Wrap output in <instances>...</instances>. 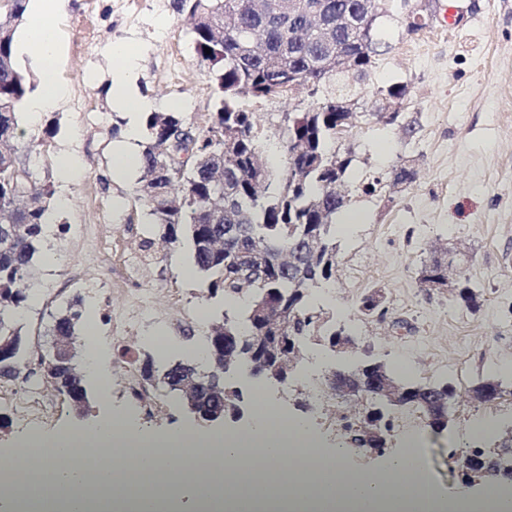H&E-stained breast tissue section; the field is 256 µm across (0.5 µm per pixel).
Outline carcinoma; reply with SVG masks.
I'll use <instances>...</instances> for the list:
<instances>
[{"instance_id":"cac0c4a2","label":"carcinoma","mask_w":512,"mask_h":512,"mask_svg":"<svg viewBox=\"0 0 512 512\" xmlns=\"http://www.w3.org/2000/svg\"><path fill=\"white\" fill-rule=\"evenodd\" d=\"M373 0H306L319 11L334 44L351 52L364 80L376 67L381 40L372 31L367 51L357 45L359 30L336 28V14L357 17L372 7ZM176 12L191 22V33L200 61L217 69L215 110L199 126L179 112H152L147 129L153 144L141 155L137 199L148 209L163 238L189 244L194 266L203 278L208 297L247 299L243 320L224 316L212 329L219 336L229 330L252 345L271 329L251 321L255 304L264 296L282 303L291 315L287 335L291 347L330 341L343 332L311 301L313 289L336 277V214L344 197L336 185L344 181L351 159L336 163L329 142L336 131L349 128L352 114L336 108V74L323 67L327 48L305 31V21L288 12V0H173ZM26 0H6L0 5V342H8L15 356L28 359L30 347L14 322L25 308L28 296L17 285L31 278L40 254L48 199L47 185L25 181L28 170L16 155L14 141L24 135L19 129L18 109L37 83L14 62V36L24 20ZM210 48L211 53L204 52ZM298 76L309 89L312 105L290 121L286 142H295L296 155H287L285 167L275 172L261 159L253 113L239 101L284 98L289 95L288 78ZM187 126L195 128L191 154L181 168L170 167L158 175L163 157L171 150L172 136ZM224 182V198H215L216 183ZM273 192H268L269 188ZM420 280L448 276V267L431 257L421 266ZM476 285L459 278L457 301L466 310L480 307ZM75 298L53 317L51 335L69 352L79 328L85 323ZM144 385H159L181 392L180 383L198 373L194 362L182 359L163 367L152 357L135 359ZM62 384L70 387L66 400L79 412L89 408L88 395L79 393L82 382L76 360L54 368ZM406 406L427 412L433 393L425 385L406 382ZM243 391L223 378L211 379L199 406L205 413L220 412L230 397ZM337 422L346 444L371 448L359 415L343 411ZM478 457L472 472L481 478L511 481L512 472H500L493 451L470 449L464 462Z\"/></svg>"}]
</instances>
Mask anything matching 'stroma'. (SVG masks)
Segmentation results:
<instances>
[{
	"label": "stroma",
	"mask_w": 512,
	"mask_h": 512,
	"mask_svg": "<svg viewBox=\"0 0 512 512\" xmlns=\"http://www.w3.org/2000/svg\"><path fill=\"white\" fill-rule=\"evenodd\" d=\"M139 0H70L61 20L64 35L59 78L65 96L57 107L28 119L19 113V154L35 157L33 178L50 185L41 248L51 251L52 265L38 264L28 283L38 305L27 306L17 325L23 335L47 345L51 315L62 302L81 295L86 313L112 316L127 310L142 289L152 291L160 318L157 334L171 337L174 357L204 344L214 324L233 304L207 299L194 269L188 244L171 246L137 201L139 172L116 179L112 146L120 141L126 117L112 102L110 45L125 43L141 55L136 71L138 94L160 102L162 111L179 112L203 124L214 105L215 73L201 65L191 26L170 0H154L143 10ZM442 7L467 8L460 26L433 24L407 33L398 14L383 18L382 53L364 80H352L358 98L356 117L332 149L350 154L344 178L343 215L356 216L352 228L337 230L339 265L329 289L334 321L352 336L346 360L379 359L398 378L416 383L448 381L461 400L455 418L442 434H427L425 454L434 485L448 498L479 494L477 481L466 480L457 462L470 448L492 449L512 435V0H440ZM398 83L406 88L397 121L385 124L373 115L378 89ZM307 89L290 98L243 100L257 124L261 156L273 170L283 168V119L306 111ZM414 135H406L407 123ZM69 155L75 172L69 181L57 176V159ZM417 162L418 177L393 187V170L402 160ZM380 178L385 188L368 195L362 183ZM152 241V257L140 276L126 279L124 257L141 253ZM438 248L468 255L470 278L483 288L482 305L470 312L454 292H431L419 281L423 260ZM111 287L107 298L87 294V285ZM382 291L383 318L363 316L357 302L370 290ZM181 305H172L170 295ZM203 306L205 322L189 314ZM499 382L504 394L485 405L468 396L477 378ZM273 406L305 414L320 447L342 445L335 414L355 410L356 402L318 401L307 385L270 392ZM169 418L153 421L127 406L118 383L107 401L92 399L88 419L78 418L69 402H60L46 436L63 434L121 412L144 432L159 436L187 427L183 403L169 394ZM491 421V431L475 437L473 420Z\"/></svg>",
	"instance_id": "35a3bbf8"
}]
</instances>
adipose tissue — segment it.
I'll list each match as a JSON object with an SVG mask.
<instances>
[{
	"mask_svg": "<svg viewBox=\"0 0 512 512\" xmlns=\"http://www.w3.org/2000/svg\"><path fill=\"white\" fill-rule=\"evenodd\" d=\"M64 5L34 0L18 43L41 70L39 92L23 105L31 116L64 91L57 70ZM109 51L116 63L112 92L128 115L131 141L153 103L130 88L137 53L124 44ZM133 448L154 454L130 470ZM348 456L341 446L313 445L303 419L271 405L259 408L250 430L226 435L182 428L151 438L116 413L0 455V472L16 482L15 492L0 495V512H512V494L502 490L443 497L407 454L391 458L377 474L350 471Z\"/></svg>",
	"mask_w": 512,
	"mask_h": 512,
	"instance_id": "ef3b65f1",
	"label": "adipose tissue"
}]
</instances>
